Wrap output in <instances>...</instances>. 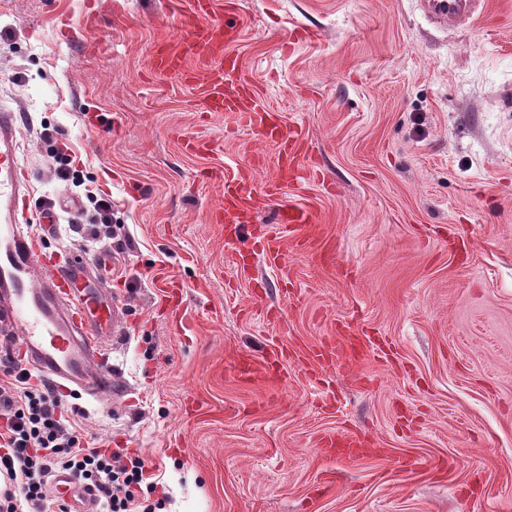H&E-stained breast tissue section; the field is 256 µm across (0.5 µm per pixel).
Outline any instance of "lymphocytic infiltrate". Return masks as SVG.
Here are the masks:
<instances>
[{"mask_svg": "<svg viewBox=\"0 0 512 512\" xmlns=\"http://www.w3.org/2000/svg\"><path fill=\"white\" fill-rule=\"evenodd\" d=\"M61 470L97 492L101 512H151L134 495L141 460L84 446L55 394L14 360L0 361V512H49V479Z\"/></svg>", "mask_w": 512, "mask_h": 512, "instance_id": "lymphocytic-infiltrate-1", "label": "lymphocytic infiltrate"}]
</instances>
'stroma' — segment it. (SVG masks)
Segmentation results:
<instances>
[{"label":"stroma","instance_id":"35a3bbf8","mask_svg":"<svg viewBox=\"0 0 512 512\" xmlns=\"http://www.w3.org/2000/svg\"><path fill=\"white\" fill-rule=\"evenodd\" d=\"M188 2L0 0L30 207L73 200L45 239L57 257L111 247L95 272L126 330L108 350L126 394L65 409L144 460L155 512H512V0L454 27L420 0H215L225 54L311 171L281 184L318 216L301 249L268 200L243 235L208 221L225 183L264 184L280 157L207 111L204 79L152 72ZM99 193L108 241L85 230ZM339 335L358 369L313 357ZM240 356L265 380L240 385Z\"/></svg>","mask_w":512,"mask_h":512}]
</instances>
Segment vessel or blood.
Here are the masks:
<instances>
[{"mask_svg": "<svg viewBox=\"0 0 512 512\" xmlns=\"http://www.w3.org/2000/svg\"><path fill=\"white\" fill-rule=\"evenodd\" d=\"M484 0H422L436 19L451 23L469 20ZM211 0H194L180 14L184 31L178 43L160 38L151 60L156 71L193 79L197 70L210 71L209 109L235 117L241 124L267 126L272 116L263 100L243 94L237 62L220 54L216 29L203 25ZM18 114L0 106V335L16 339L20 360L64 395L87 396L101 402L123 396L124 389L111 363L102 356L115 338V311L86 284L87 266L77 255L59 260L43 256L39 244L42 228L55 223L54 213L42 211L28 222L30 185L21 159ZM279 181L256 186L242 176L224 193L223 208L209 219L220 224L244 225L251 221L249 201L256 195L271 198ZM279 223L289 225L294 236L310 239L317 214L309 208L280 205ZM55 496L71 505L72 512H98L93 492L79 488L65 473L51 480Z\"/></svg>", "mask_w": 512, "mask_h": 512, "instance_id": "obj_1", "label": "vessel or blood"}]
</instances>
